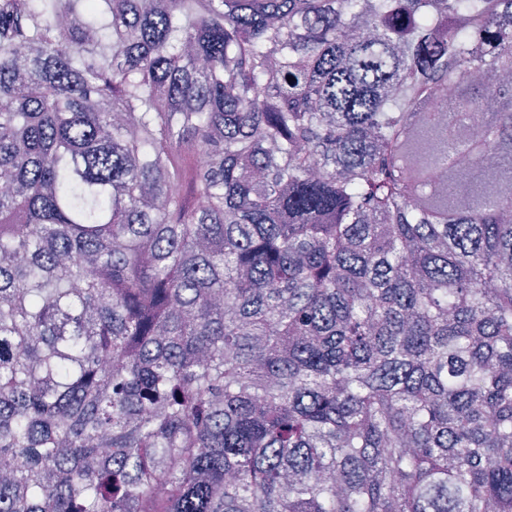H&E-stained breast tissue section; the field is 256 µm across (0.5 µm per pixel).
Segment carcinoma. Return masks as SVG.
Masks as SVG:
<instances>
[{"mask_svg":"<svg viewBox=\"0 0 512 512\" xmlns=\"http://www.w3.org/2000/svg\"><path fill=\"white\" fill-rule=\"evenodd\" d=\"M0 104V512H512V0H0Z\"/></svg>","mask_w":512,"mask_h":512,"instance_id":"carcinoma-1","label":"carcinoma"}]
</instances>
